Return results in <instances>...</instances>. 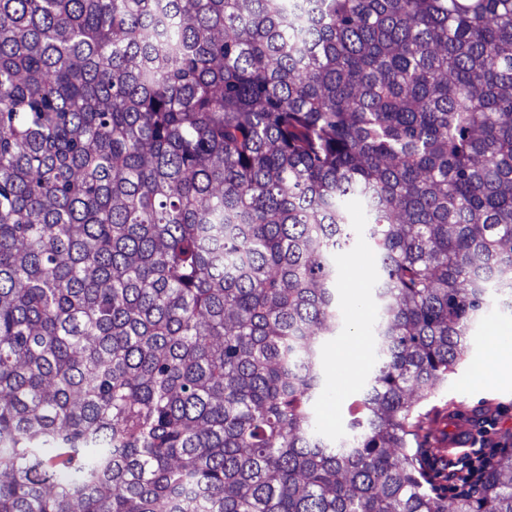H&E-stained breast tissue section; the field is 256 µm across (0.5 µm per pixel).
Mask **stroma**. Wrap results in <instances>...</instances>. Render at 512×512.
Here are the masks:
<instances>
[{
  "label": "stroma",
  "mask_w": 512,
  "mask_h": 512,
  "mask_svg": "<svg viewBox=\"0 0 512 512\" xmlns=\"http://www.w3.org/2000/svg\"><path fill=\"white\" fill-rule=\"evenodd\" d=\"M350 210L358 228L350 249L336 260L337 294L344 305L345 319L335 335L325 339L322 349V393L313 403L318 424L332 438L346 432L350 419L349 407L358 400L376 362V348L368 346L357 365L351 386L337 384L341 369L337 353L343 347L346 336L355 333L369 335L377 315L371 290L376 276L372 245L359 228L364 217L358 205H351ZM506 316V311L498 304H491L487 314L474 327V341L464 360L414 411L419 419L418 437L411 440L410 445L418 451L427 485L440 495L449 493V463L460 462L466 454L465 449L448 450L443 446L451 419L470 414L472 427L476 430L484 427L487 419H494L490 439L503 446L512 442V381L504 379L495 367L486 368L483 376L474 374L477 362L484 355L489 324Z\"/></svg>",
  "instance_id": "1"
}]
</instances>
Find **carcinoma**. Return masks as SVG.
Wrapping results in <instances>:
<instances>
[{"instance_id": "obj_1", "label": "carcinoma", "mask_w": 512, "mask_h": 512, "mask_svg": "<svg viewBox=\"0 0 512 512\" xmlns=\"http://www.w3.org/2000/svg\"><path fill=\"white\" fill-rule=\"evenodd\" d=\"M356 202L380 364L311 402ZM512 310V0H0V512H448L413 412ZM453 512H512V448Z\"/></svg>"}]
</instances>
